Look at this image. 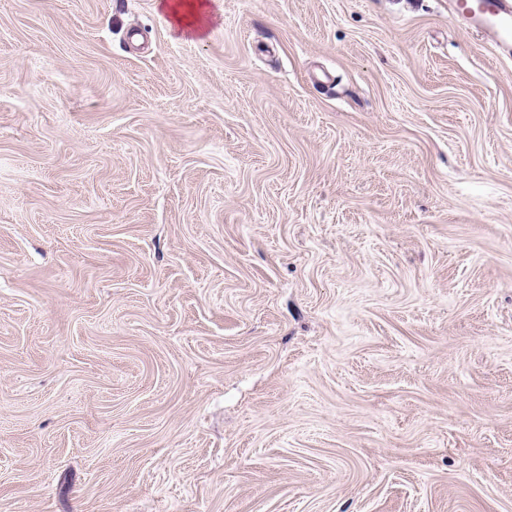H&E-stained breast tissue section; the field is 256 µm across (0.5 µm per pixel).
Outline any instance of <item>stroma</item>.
Here are the masks:
<instances>
[{
	"instance_id": "stroma-1",
	"label": "stroma",
	"mask_w": 512,
	"mask_h": 512,
	"mask_svg": "<svg viewBox=\"0 0 512 512\" xmlns=\"http://www.w3.org/2000/svg\"><path fill=\"white\" fill-rule=\"evenodd\" d=\"M211 2L0 0V512H512V58ZM207 0H161V9L169 16L179 36H202L210 24Z\"/></svg>"
}]
</instances>
